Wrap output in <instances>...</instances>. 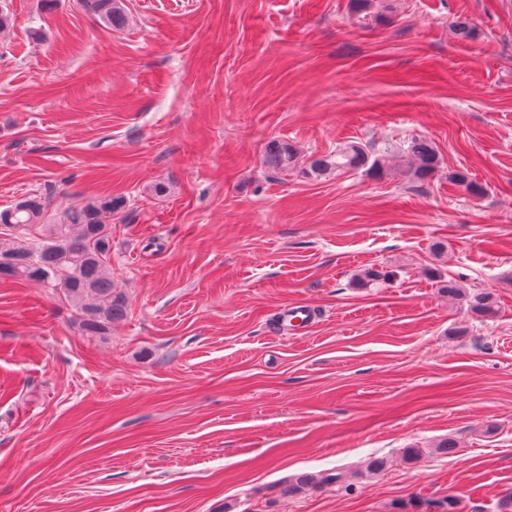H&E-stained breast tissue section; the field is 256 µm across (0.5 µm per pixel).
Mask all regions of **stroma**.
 I'll list each match as a JSON object with an SVG mask.
<instances>
[{
	"label": "stroma",
	"instance_id": "obj_1",
	"mask_svg": "<svg viewBox=\"0 0 512 512\" xmlns=\"http://www.w3.org/2000/svg\"><path fill=\"white\" fill-rule=\"evenodd\" d=\"M122 2L115 29L0 0V207L124 199L128 302L91 339L61 293L0 279V512H504L512 0ZM413 137L439 157L422 184L400 157L303 173ZM301 474L319 487L287 493ZM267 158L269 166L283 172L294 165L296 154L289 144L278 142L268 146ZM388 148H384L382 153L372 156L360 143L352 142L344 144L324 155L316 156L308 161V172L314 177L344 170H357L365 168L366 171H383L386 159L388 158Z\"/></svg>",
	"mask_w": 512,
	"mask_h": 512
}]
</instances>
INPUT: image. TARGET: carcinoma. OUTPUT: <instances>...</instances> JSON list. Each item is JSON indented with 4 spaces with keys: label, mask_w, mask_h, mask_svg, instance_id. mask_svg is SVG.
<instances>
[{
    "label": "carcinoma",
    "mask_w": 512,
    "mask_h": 512,
    "mask_svg": "<svg viewBox=\"0 0 512 512\" xmlns=\"http://www.w3.org/2000/svg\"><path fill=\"white\" fill-rule=\"evenodd\" d=\"M78 4L112 27L125 23L122 0H78ZM401 152L409 159L410 173L418 182L427 181L438 169L436 149L426 138H411ZM267 158L269 166L283 172L294 165L296 154L289 144L278 142L268 146ZM387 158L386 148L371 156L361 144L352 142L311 158L308 172L314 177L360 168L380 172ZM448 179L474 196L483 193V187L463 171L450 174ZM124 207L123 199L110 196L67 207L56 223L47 225V235L42 238L26 236L31 225L45 223L47 209L42 200L24 199L0 210V278L60 291L78 312L82 335L106 336L112 323L126 314L125 296L116 290L109 266L110 219ZM389 278L386 272L367 268L358 282L366 288ZM470 307L477 314L493 313V302L484 293L472 295Z\"/></svg>",
    "instance_id": "1"
}]
</instances>
